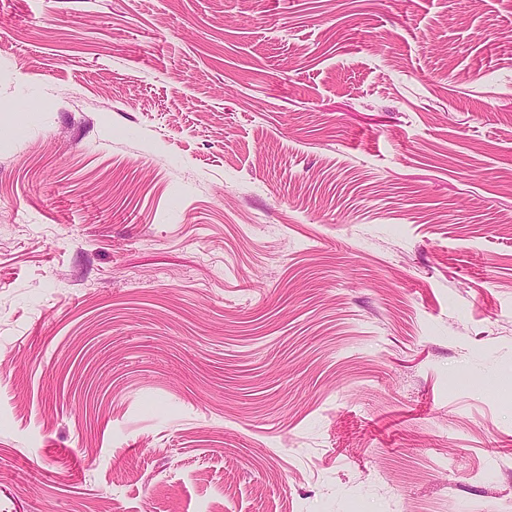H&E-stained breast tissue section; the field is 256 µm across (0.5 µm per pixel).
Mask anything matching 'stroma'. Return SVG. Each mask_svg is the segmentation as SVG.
Masks as SVG:
<instances>
[{
    "instance_id": "35a3bbf8",
    "label": "stroma",
    "mask_w": 512,
    "mask_h": 512,
    "mask_svg": "<svg viewBox=\"0 0 512 512\" xmlns=\"http://www.w3.org/2000/svg\"><path fill=\"white\" fill-rule=\"evenodd\" d=\"M0 512H512V0H0Z\"/></svg>"
}]
</instances>
